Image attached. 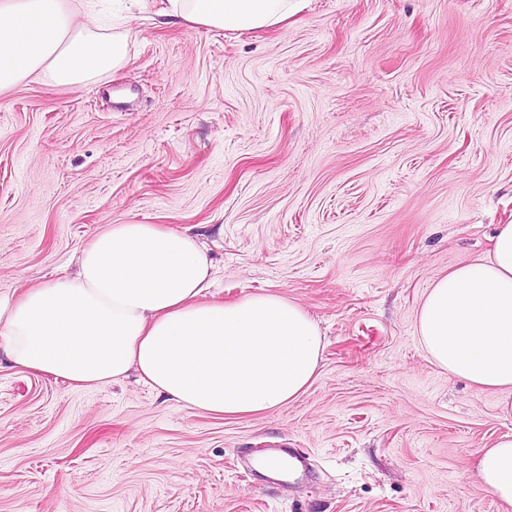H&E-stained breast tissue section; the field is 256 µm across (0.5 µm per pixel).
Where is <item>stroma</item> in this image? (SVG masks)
I'll return each instance as SVG.
<instances>
[{
  "instance_id": "obj_1",
  "label": "stroma",
  "mask_w": 512,
  "mask_h": 512,
  "mask_svg": "<svg viewBox=\"0 0 512 512\" xmlns=\"http://www.w3.org/2000/svg\"><path fill=\"white\" fill-rule=\"evenodd\" d=\"M101 8L118 72L0 94V297L73 273L103 225L165 224L217 296L301 304L324 357L259 418L1 365L0 512H501L472 466L512 417L416 313L512 223V0H305L240 34ZM272 452L306 457L292 488Z\"/></svg>"
}]
</instances>
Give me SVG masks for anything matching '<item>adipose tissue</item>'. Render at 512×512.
Listing matches in <instances>:
<instances>
[{
  "label": "adipose tissue",
  "mask_w": 512,
  "mask_h": 512,
  "mask_svg": "<svg viewBox=\"0 0 512 512\" xmlns=\"http://www.w3.org/2000/svg\"><path fill=\"white\" fill-rule=\"evenodd\" d=\"M294 0H161V18L220 31L277 26ZM128 34L102 37L94 10L68 0H0V92L40 79L83 87L121 68ZM212 261L196 237L163 224H106L62 274L0 299V351L11 366L70 389L136 372L166 399L213 416L260 417L315 381L324 344L295 300L267 291L227 301L211 294ZM418 339L433 362L503 392L512 416V224L496 227L487 257L428 290ZM474 470L512 512V434L480 449Z\"/></svg>",
  "instance_id": "obj_1"
}]
</instances>
